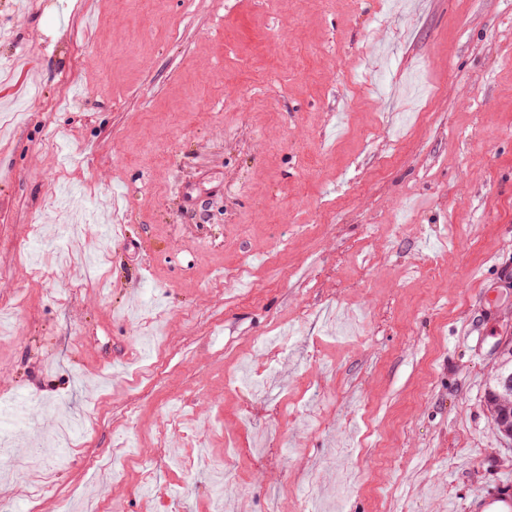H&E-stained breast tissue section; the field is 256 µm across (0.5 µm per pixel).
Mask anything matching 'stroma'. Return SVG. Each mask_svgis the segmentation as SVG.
Wrapping results in <instances>:
<instances>
[{"mask_svg": "<svg viewBox=\"0 0 512 512\" xmlns=\"http://www.w3.org/2000/svg\"><path fill=\"white\" fill-rule=\"evenodd\" d=\"M4 114L14 512H211L203 453L224 512L512 481V0H0ZM512 338L505 336L496 347V366L494 375L495 389H489V396L495 402L496 410L492 420L496 427L512 434ZM510 364V374L504 380L502 369Z\"/></svg>", "mask_w": 512, "mask_h": 512, "instance_id": "1", "label": "stroma"}]
</instances>
